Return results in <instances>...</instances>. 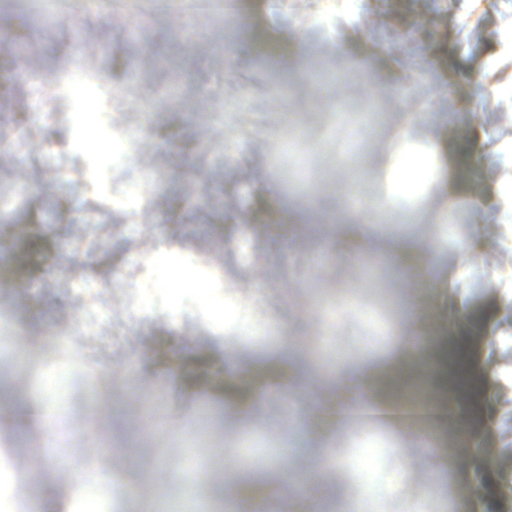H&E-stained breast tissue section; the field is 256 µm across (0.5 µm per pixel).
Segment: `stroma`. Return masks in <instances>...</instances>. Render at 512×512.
Segmentation results:
<instances>
[{"label": "stroma", "mask_w": 512, "mask_h": 512, "mask_svg": "<svg viewBox=\"0 0 512 512\" xmlns=\"http://www.w3.org/2000/svg\"><path fill=\"white\" fill-rule=\"evenodd\" d=\"M46 55L0 67V391L22 413L47 403L43 372L74 431L59 456L36 425L0 424V499L21 512L101 489L98 512H246L250 477L281 507L316 512H512V0H12ZM175 38L190 70L163 68ZM288 53L280 66L277 51ZM41 68L58 111L45 122L21 78ZM428 69L439 94L417 103ZM408 90L398 100L396 88ZM414 123H407V114ZM102 150L91 151L88 139ZM430 163L413 185L409 157ZM459 201L448 208L449 185ZM199 210L169 223L176 197ZM298 227L276 239L280 212ZM223 218L217 236L203 228ZM424 251L432 287L410 296L390 244ZM195 286L171 288L175 271ZM425 344L408 353L411 334ZM396 405L467 372L446 418L415 429L311 420L341 381ZM204 472L178 464L184 440ZM106 441L125 465L100 485L73 457ZM379 446L367 492L349 460ZM335 497L319 496L318 482Z\"/></svg>", "instance_id": "1"}]
</instances>
